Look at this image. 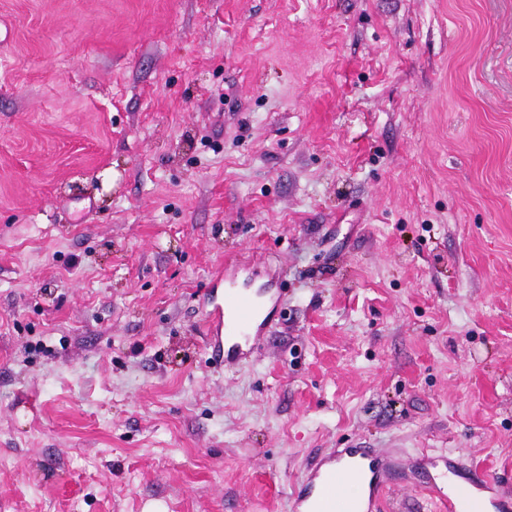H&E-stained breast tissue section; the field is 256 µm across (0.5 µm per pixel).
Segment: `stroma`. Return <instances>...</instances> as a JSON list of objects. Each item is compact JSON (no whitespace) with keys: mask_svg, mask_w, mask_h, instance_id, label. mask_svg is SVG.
I'll list each match as a JSON object with an SVG mask.
<instances>
[{"mask_svg":"<svg viewBox=\"0 0 512 512\" xmlns=\"http://www.w3.org/2000/svg\"><path fill=\"white\" fill-rule=\"evenodd\" d=\"M335 448L512 493V0H0V512H292ZM266 318L260 319L258 303L249 294L225 292L224 304L208 317L209 330L222 348L224 362L234 364L247 358L251 350L249 342L259 337Z\"/></svg>","mask_w":512,"mask_h":512,"instance_id":"stroma-1","label":"stroma"}]
</instances>
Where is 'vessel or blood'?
I'll return each mask as SVG.
<instances>
[{"label":"vessel or blood","instance_id":"b4317fda","mask_svg":"<svg viewBox=\"0 0 512 512\" xmlns=\"http://www.w3.org/2000/svg\"><path fill=\"white\" fill-rule=\"evenodd\" d=\"M264 325L257 301L235 291L224 294L223 305L208 317L209 330L224 353L226 363L245 360L249 342ZM388 458L366 448H341L329 454L310 472L295 499V512H377L385 489ZM450 474L468 487L470 512H512V495L500 492L495 481L468 473L447 459Z\"/></svg>","mask_w":512,"mask_h":512}]
</instances>
